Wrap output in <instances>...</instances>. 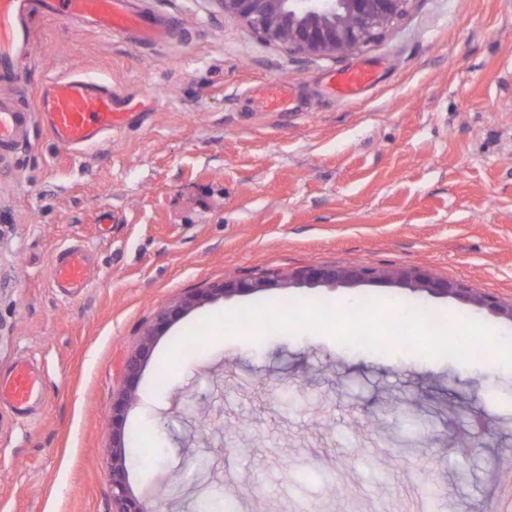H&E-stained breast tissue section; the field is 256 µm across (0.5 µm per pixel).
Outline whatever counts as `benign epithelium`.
<instances>
[{"mask_svg":"<svg viewBox=\"0 0 512 512\" xmlns=\"http://www.w3.org/2000/svg\"><path fill=\"white\" fill-rule=\"evenodd\" d=\"M224 14L242 21L265 41L277 43L294 54L317 58H335L353 54L378 40L404 16L413 0H216ZM295 277L313 283H336L346 280H379L397 278L404 284L431 294L455 296L471 301L512 321V305L504 308L486 294L443 281L432 275L412 270L390 272L371 266L331 269L308 267ZM278 285V280H262L255 284L223 285L209 289V295H229L237 292H258ZM200 296L195 295L180 305L162 311L154 330L146 335L142 352L126 364L129 386L112 403V420L121 419L125 407L135 400L136 377L143 351L151 338L164 330L169 321L188 310ZM112 462V512H147L143 503L130 495L127 488V448L122 436L113 438L109 450Z\"/></svg>","mask_w":512,"mask_h":512,"instance_id":"benign-epithelium-1","label":"benign epithelium"}]
</instances>
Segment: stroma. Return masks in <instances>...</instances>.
<instances>
[{
    "instance_id": "obj_1",
    "label": "stroma",
    "mask_w": 512,
    "mask_h": 512,
    "mask_svg": "<svg viewBox=\"0 0 512 512\" xmlns=\"http://www.w3.org/2000/svg\"><path fill=\"white\" fill-rule=\"evenodd\" d=\"M142 5L178 35L144 46L33 21L28 105L79 74L136 118L77 154L36 123L0 154V375L28 359L49 397L30 418L0 408V512H111L103 450L117 431L155 444L127 476L155 512L203 498L239 512H483L512 491L498 465L512 448V367L494 355L466 365L399 344L244 334L166 366L204 318L263 301L385 298L512 339L505 317L395 281L198 302L155 336L121 424L109 417L158 313L206 288L362 264L512 303V0H414L383 38L336 59L289 54L216 0ZM353 65L376 81L337 101L329 79ZM272 82L293 85V110L259 105L252 87ZM74 243L98 277L65 299L49 269ZM479 420L488 440L461 455L457 438Z\"/></svg>"
}]
</instances>
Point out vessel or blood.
Instances as JSON below:
<instances>
[{
	"label": "vessel or blood",
	"mask_w": 512,
	"mask_h": 512,
	"mask_svg": "<svg viewBox=\"0 0 512 512\" xmlns=\"http://www.w3.org/2000/svg\"><path fill=\"white\" fill-rule=\"evenodd\" d=\"M37 14L145 45L161 43L170 31L166 20L145 12L134 0H0V81L14 86L23 76V62L32 47V18ZM373 82L368 68L341 70L335 77L336 97L352 98ZM259 96L270 112L289 104L284 83L261 87ZM131 118V113L118 111L110 89L80 75L56 78L45 84L37 108H29L12 94L0 98V150L23 142L37 121L60 146L82 150L122 130ZM50 283L66 289L70 297L81 296L92 285L85 252L75 247L60 252L52 263ZM45 400L41 377L27 365H18L7 380L0 381V404L8 403L17 413H27Z\"/></svg>",
	"instance_id": "obj_1"
}]
</instances>
